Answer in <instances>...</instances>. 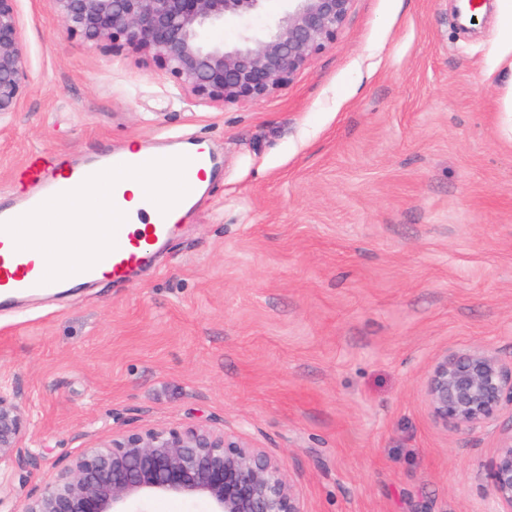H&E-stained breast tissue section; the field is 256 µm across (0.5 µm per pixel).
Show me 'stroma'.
<instances>
[{"label":"stroma","instance_id":"stroma-1","mask_svg":"<svg viewBox=\"0 0 512 512\" xmlns=\"http://www.w3.org/2000/svg\"><path fill=\"white\" fill-rule=\"evenodd\" d=\"M27 87L0 119V206L36 152L163 136L221 169L152 266L0 311V389L29 417L32 488L115 431L204 425L276 457L307 512H496L512 413L438 422L425 378L475 347L512 361V0H353L335 42L260 101L216 104L49 0H17ZM500 451L490 464L487 473L489 490L501 510L512 511V427L503 434Z\"/></svg>","mask_w":512,"mask_h":512}]
</instances>
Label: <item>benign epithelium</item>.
Listing matches in <instances>:
<instances>
[{"instance_id":"1","label":"benign epithelium","mask_w":512,"mask_h":512,"mask_svg":"<svg viewBox=\"0 0 512 512\" xmlns=\"http://www.w3.org/2000/svg\"><path fill=\"white\" fill-rule=\"evenodd\" d=\"M268 0H49L86 44L112 43L168 73L212 103L258 101L283 88L336 37L352 0H285L273 23L250 18ZM241 23L224 43V22ZM26 46L16 0H0V117L17 111L26 87ZM435 418L476 429L512 407V365L476 348L445 355L426 379ZM28 418L20 397L0 392V465L24 451ZM489 490L512 512V430L487 473ZM179 495L208 512H306L278 459L242 436L208 426L117 431L82 448L21 512H130L132 502Z\"/></svg>"}]
</instances>
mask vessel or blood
<instances>
[{"instance_id":"1","label":"vessel or blood","mask_w":512,"mask_h":512,"mask_svg":"<svg viewBox=\"0 0 512 512\" xmlns=\"http://www.w3.org/2000/svg\"><path fill=\"white\" fill-rule=\"evenodd\" d=\"M217 158L206 141L195 142L186 150L174 149L172 142H162L126 159L105 152L83 163L64 164L60 155L52 152L36 154L21 172L19 183L27 193L13 205L0 208V299L43 294L65 286L70 280L93 278L99 267H107L113 277H125L131 270L148 263L156 251L181 230L173 222V211L184 210L196 200L195 182L215 168ZM179 166L180 178L170 191L168 200L148 198L154 212L152 221L122 238L101 259L99 265L83 262L64 268L54 263L55 250L63 235L94 238L96 224H72L69 227L53 223L44 209V200L54 197L62 201L76 199L87 185H99L95 198L98 206L115 208L119 194L105 184L107 170L162 169Z\"/></svg>"}]
</instances>
